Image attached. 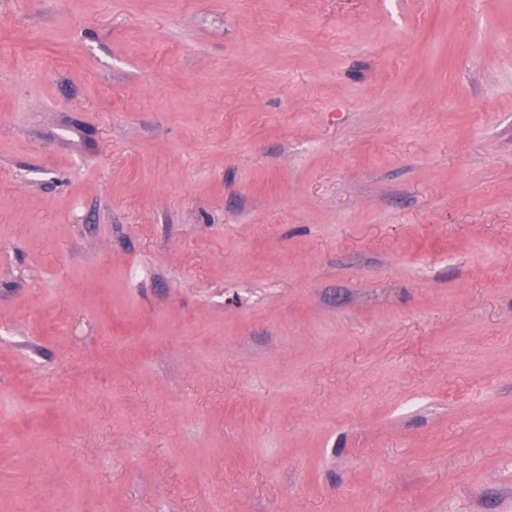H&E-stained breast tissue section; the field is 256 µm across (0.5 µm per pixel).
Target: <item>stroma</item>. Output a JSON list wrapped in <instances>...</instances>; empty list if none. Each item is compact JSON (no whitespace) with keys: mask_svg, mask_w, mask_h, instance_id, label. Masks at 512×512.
I'll list each match as a JSON object with an SVG mask.
<instances>
[{"mask_svg":"<svg viewBox=\"0 0 512 512\" xmlns=\"http://www.w3.org/2000/svg\"><path fill=\"white\" fill-rule=\"evenodd\" d=\"M0 512H512V0H0Z\"/></svg>","mask_w":512,"mask_h":512,"instance_id":"35a3bbf8","label":"stroma"}]
</instances>
